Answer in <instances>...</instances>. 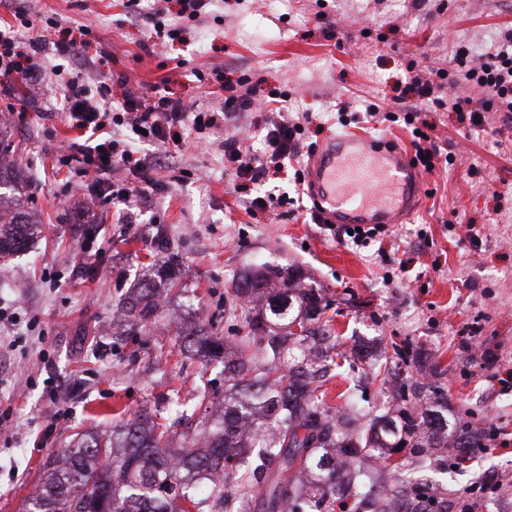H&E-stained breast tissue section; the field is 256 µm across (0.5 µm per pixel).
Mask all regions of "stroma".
<instances>
[{
  "label": "stroma",
  "instance_id": "stroma-1",
  "mask_svg": "<svg viewBox=\"0 0 512 512\" xmlns=\"http://www.w3.org/2000/svg\"><path fill=\"white\" fill-rule=\"evenodd\" d=\"M178 9L177 0H0V25L15 26L24 52L51 22L61 38H84L62 76L110 84L116 108L127 86L164 88L197 112L218 111L215 91L228 81L263 101L284 94L292 116L311 117L305 138L316 148L368 104L413 105L409 71L447 67L459 48L478 60L512 29V0H210L195 20ZM155 15L179 28L177 39L156 36ZM119 74L126 86L113 84ZM57 79L0 84V148L11 162L0 191L37 227L25 255L0 262V512H24L46 459L76 435L109 438L146 407L182 432V409H206L195 397L201 379L223 396L221 365L178 345L195 325L245 336L224 311V289L262 263L321 289L342 348L408 351L401 380L427 395L440 387L449 423L499 427L465 464L419 474L448 512H512V125L479 129L432 110L431 136L452 164L424 174L420 208L388 225L380 249H355L312 220L310 194L275 214L250 210L224 169L225 138L265 149L250 116L182 148L135 142L139 157L161 161L162 187L124 223L69 188L75 167L61 157L76 133L56 104ZM171 257L180 274L163 293L161 330L116 335L120 299ZM487 348L498 355L491 369ZM357 384L367 406L392 405L369 367L336 369L327 403L343 406ZM487 475L499 492L469 494Z\"/></svg>",
  "mask_w": 512,
  "mask_h": 512
}]
</instances>
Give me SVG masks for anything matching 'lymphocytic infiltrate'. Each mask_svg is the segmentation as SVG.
Wrapping results in <instances>:
<instances>
[{"mask_svg": "<svg viewBox=\"0 0 512 512\" xmlns=\"http://www.w3.org/2000/svg\"><path fill=\"white\" fill-rule=\"evenodd\" d=\"M455 62L459 67L453 77L455 84L480 87V99L462 93L442 100L435 93V81L449 75L441 69L433 78L411 76L410 88L417 95V105L401 114L389 111L383 115L386 121H401L410 128L415 150L413 162L428 172L440 164L442 157L438 145L427 135L431 125L426 114L431 108L446 105L452 111L468 113L471 125L479 128L489 125L496 112L501 113L503 120H512V31L505 33L499 45L486 51L478 65H468L463 50L458 52ZM60 97L67 124L78 133L65 159L78 162L79 177L91 178L95 198L107 207L130 206L135 199L148 197L159 187L147 161L136 157L130 145L113 138V127L125 126L133 134H144L146 140L166 144L175 142L185 132L200 135L210 127L205 113L190 111L180 101L159 92L148 100L134 90H125L122 109L116 112L112 109L110 85L102 84L93 90L82 78L73 77L62 81ZM263 128L267 144L264 155L244 151L236 140L228 138L224 141V158L239 181V191L249 195L251 208L274 212L287 205V196L269 189L259 191L258 186L275 179L286 162L297 157L305 125L278 111L265 116ZM121 167L133 171L135 181H112V170Z\"/></svg>", "mask_w": 512, "mask_h": 512, "instance_id": "obj_1", "label": "lymphocytic infiltrate"}]
</instances>
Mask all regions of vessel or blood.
<instances>
[{
	"instance_id": "b4317fda",
	"label": "vessel or blood",
	"mask_w": 512,
	"mask_h": 512,
	"mask_svg": "<svg viewBox=\"0 0 512 512\" xmlns=\"http://www.w3.org/2000/svg\"><path fill=\"white\" fill-rule=\"evenodd\" d=\"M306 175L324 224H402L420 202V167L385 138L338 135L311 155Z\"/></svg>"
}]
</instances>
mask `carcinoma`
Instances as JSON below:
<instances>
[{
  "label": "carcinoma",
  "mask_w": 512,
  "mask_h": 512,
  "mask_svg": "<svg viewBox=\"0 0 512 512\" xmlns=\"http://www.w3.org/2000/svg\"><path fill=\"white\" fill-rule=\"evenodd\" d=\"M31 223L25 213L0 214V256L25 250ZM226 301L241 315L247 341L231 357L214 331L182 338L184 349L224 356V409L193 428L192 448L174 447L168 431L143 409L112 431V443L82 435L76 445L48 460L42 491L26 512H326L334 496L348 494L352 512H364L360 489L351 487L369 472L375 455L391 459L398 486L383 489L377 512H433L430 487L413 478L433 459L448 462V432L442 420L397 389L400 425H390L382 408L357 399L334 409L325 401L321 379L328 361L348 367L362 354L338 350V336L322 320L323 296L305 287L288 268L261 265L233 279ZM157 306V288L145 282L122 302L131 325L148 336ZM458 459L478 447L459 430ZM209 481L210 495L198 497L196 483Z\"/></svg>",
  "instance_id": "obj_1"
}]
</instances>
